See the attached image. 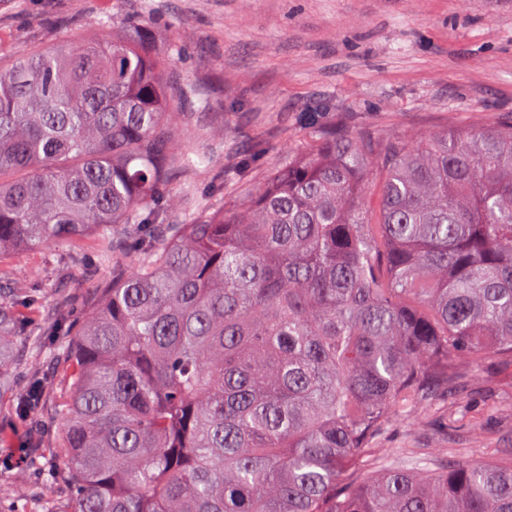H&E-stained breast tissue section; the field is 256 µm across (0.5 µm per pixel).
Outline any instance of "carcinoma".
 <instances>
[{"label":"carcinoma","instance_id":"obj_1","mask_svg":"<svg viewBox=\"0 0 512 512\" xmlns=\"http://www.w3.org/2000/svg\"><path fill=\"white\" fill-rule=\"evenodd\" d=\"M147 31L40 48L0 68V259L88 237L112 267L72 342L15 412L54 401L44 512H512V458L351 475L394 407L450 399L512 363V121L419 138L340 127L288 147L232 209L163 189L190 112ZM193 216L171 229L160 217ZM128 226L125 242L116 228ZM0 274V397L27 321Z\"/></svg>","mask_w":512,"mask_h":512}]
</instances>
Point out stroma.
Wrapping results in <instances>:
<instances>
[{
	"label": "stroma",
	"mask_w": 512,
	"mask_h": 512,
	"mask_svg": "<svg viewBox=\"0 0 512 512\" xmlns=\"http://www.w3.org/2000/svg\"><path fill=\"white\" fill-rule=\"evenodd\" d=\"M116 22L145 23L173 61L175 111L194 113L195 186L229 208L259 189L286 145L322 127L358 136L411 137L512 119V0H0V60L58 42L108 40ZM192 98H184L185 90ZM0 272L40 310L65 302L67 321L92 306L112 268L93 250L21 249ZM4 454L52 443L51 413L21 419L0 400ZM412 466L429 451L484 462L512 453V364L472 370L455 399L395 410L382 439Z\"/></svg>",
	"instance_id": "obj_1"
}]
</instances>
